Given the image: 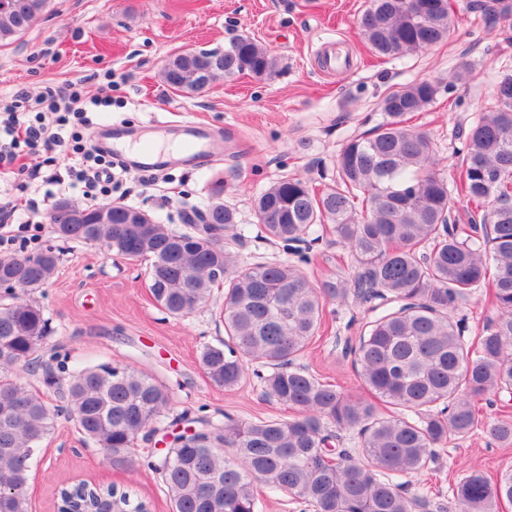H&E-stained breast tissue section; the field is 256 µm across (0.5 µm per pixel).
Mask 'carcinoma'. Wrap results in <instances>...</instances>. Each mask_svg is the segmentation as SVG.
Masks as SVG:
<instances>
[{"label": "carcinoma", "instance_id": "cac0c4a2", "mask_svg": "<svg viewBox=\"0 0 512 512\" xmlns=\"http://www.w3.org/2000/svg\"><path fill=\"white\" fill-rule=\"evenodd\" d=\"M49 0L0 4V46L26 33ZM472 11L512 18V0L467 4ZM361 31L382 57L427 50L455 25L451 0H369ZM275 60L249 36L224 50L180 52L164 63L165 83L202 93L221 77L270 74ZM440 83L417 80L390 88L368 134L346 143L336 157V183L325 189L283 177L254 202L256 228L216 200L193 221L126 223L129 205L60 201L50 220L66 241L102 244L128 260L149 262L150 293L167 313L187 316L224 285V339L207 345L201 363L209 380L232 389L247 369L264 395L295 410L287 420L251 422L225 417L180 436L155 464L172 512H256V488L284 492L314 512H499L512 504V463L491 477L473 469L448 490V503L411 491L450 440L479 429L512 444V422H486L482 401L512 393V73L496 78L495 103L478 115L464 147L454 154L457 179L438 169L429 134L409 125L437 103ZM475 204L468 228L451 220L452 194ZM85 216L59 224V211ZM329 229L358 265L351 283L316 287L290 260L311 258L298 247ZM282 244L276 263H241L224 246L251 233ZM49 246L0 256V512H28L34 448L72 417L113 469H129L138 442L166 417L168 392L151 377L109 364L77 368L62 383L40 360L48 336L43 310L27 299L54 275ZM479 288L496 311L472 339L454 311ZM353 297L376 302L358 342L347 348L367 395L347 394L297 364L325 324L326 305ZM42 373L58 390L48 405L16 373ZM355 431L360 448H335ZM148 512L114 485L88 482L60 490V512Z\"/></svg>", "mask_w": 512, "mask_h": 512}]
</instances>
